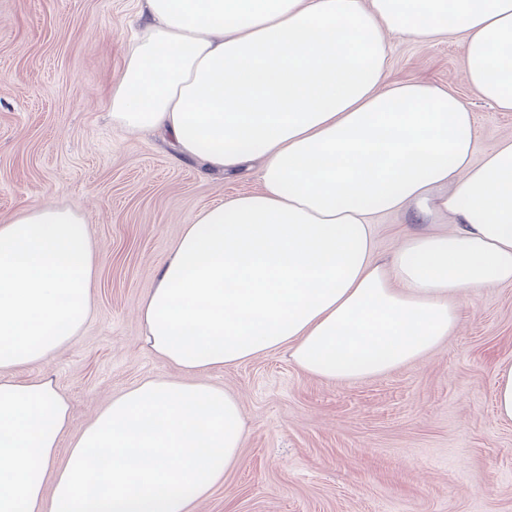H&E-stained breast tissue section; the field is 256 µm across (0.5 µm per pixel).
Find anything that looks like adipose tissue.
<instances>
[{
  "instance_id": "1",
  "label": "adipose tissue",
  "mask_w": 512,
  "mask_h": 512,
  "mask_svg": "<svg viewBox=\"0 0 512 512\" xmlns=\"http://www.w3.org/2000/svg\"><path fill=\"white\" fill-rule=\"evenodd\" d=\"M143 23L106 102L260 188L199 211L138 316L182 378L110 402L53 469L70 405L43 363L94 311L96 249L73 209L0 225V512H192L242 462L245 423L213 368L289 351L358 380L415 362L458 329L462 296L512 285V137L478 154L475 118L438 85L387 80V32L462 36L463 77L512 111V0H136ZM403 212L375 253L372 214Z\"/></svg>"
}]
</instances>
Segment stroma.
Masks as SVG:
<instances>
[{"label": "stroma", "mask_w": 512, "mask_h": 512, "mask_svg": "<svg viewBox=\"0 0 512 512\" xmlns=\"http://www.w3.org/2000/svg\"><path fill=\"white\" fill-rule=\"evenodd\" d=\"M141 28L133 0H0V224L54 202L95 244V313L44 363L68 398L74 439L137 382L179 377L143 344L138 308L161 261L202 209L253 192L256 170L204 171L169 138L115 127L105 100ZM389 78L422 79L474 112L479 152L512 137L501 112L460 79V34L420 47L388 34ZM512 361V286L466 297L460 328L421 361L328 381L281 350L209 371L236 394L242 463L194 512H512V423L497 420L499 363Z\"/></svg>", "instance_id": "obj_1"}]
</instances>
